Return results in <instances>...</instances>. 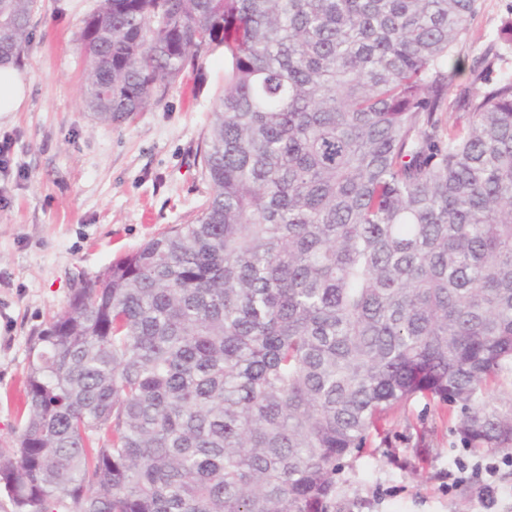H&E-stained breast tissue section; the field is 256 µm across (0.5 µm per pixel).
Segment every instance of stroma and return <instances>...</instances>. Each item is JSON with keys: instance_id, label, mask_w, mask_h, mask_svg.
Here are the masks:
<instances>
[{"instance_id": "35a3bbf8", "label": "stroma", "mask_w": 512, "mask_h": 512, "mask_svg": "<svg viewBox=\"0 0 512 512\" xmlns=\"http://www.w3.org/2000/svg\"><path fill=\"white\" fill-rule=\"evenodd\" d=\"M97 0H38L20 67L28 97L0 115V452L15 448L29 348L75 288L149 239L190 223L203 203L204 136L224 88V57L187 70L162 103L119 126L82 104L85 60L76 40ZM512 0H477L457 47L463 70L448 88L479 94L484 60L512 75L500 36ZM447 406L416 397L372 432L362 456L336 478L331 512H512V466L501 465L490 505L477 487L449 488L457 461L475 463L452 431Z\"/></svg>"}]
</instances>
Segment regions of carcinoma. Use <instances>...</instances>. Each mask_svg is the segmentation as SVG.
Segmentation results:
<instances>
[{
    "label": "carcinoma",
    "mask_w": 512,
    "mask_h": 512,
    "mask_svg": "<svg viewBox=\"0 0 512 512\" xmlns=\"http://www.w3.org/2000/svg\"><path fill=\"white\" fill-rule=\"evenodd\" d=\"M477 0H97L105 124L224 53L193 222L114 260L29 349L0 453L16 512H329L336 473L421 396L512 453V75L457 44ZM36 0H0V63Z\"/></svg>",
    "instance_id": "cac0c4a2"
}]
</instances>
